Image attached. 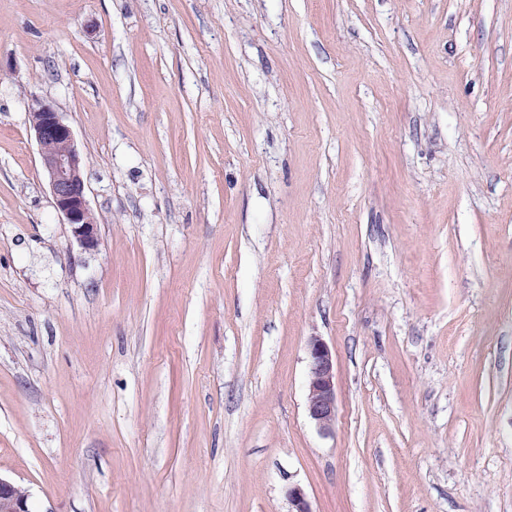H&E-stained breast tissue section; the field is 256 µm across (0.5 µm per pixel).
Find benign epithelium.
I'll list each match as a JSON object with an SVG mask.
<instances>
[{
	"mask_svg": "<svg viewBox=\"0 0 512 512\" xmlns=\"http://www.w3.org/2000/svg\"><path fill=\"white\" fill-rule=\"evenodd\" d=\"M30 128L55 209L82 248H96L99 224L87 200L85 157L72 127L52 103L39 101L30 111ZM306 408L319 432H331L336 419L334 357L329 345L317 336L308 342ZM288 498L293 507L291 512H311L301 487L289 488ZM28 499L29 494L19 485L0 477V512H30Z\"/></svg>",
	"mask_w": 512,
	"mask_h": 512,
	"instance_id": "benign-epithelium-1",
	"label": "benign epithelium"
}]
</instances>
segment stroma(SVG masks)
I'll return each instance as SVG.
<instances>
[{"mask_svg":"<svg viewBox=\"0 0 512 512\" xmlns=\"http://www.w3.org/2000/svg\"><path fill=\"white\" fill-rule=\"evenodd\" d=\"M0 475L32 512H512V0H0ZM29 114L30 128L55 209L80 246L94 249L99 244V224L87 200L85 157L79 150L72 127L47 101L37 102ZM307 413L321 433H330L336 419L334 357L329 345L314 336L308 342Z\"/></svg>","mask_w":512,"mask_h":512,"instance_id":"obj_1","label":"stroma"}]
</instances>
